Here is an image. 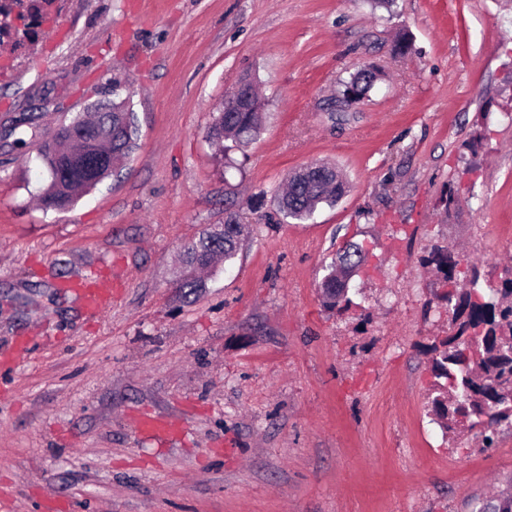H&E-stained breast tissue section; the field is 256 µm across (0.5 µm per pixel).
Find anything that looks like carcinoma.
Segmentation results:
<instances>
[{"label": "carcinoma", "instance_id": "1", "mask_svg": "<svg viewBox=\"0 0 512 512\" xmlns=\"http://www.w3.org/2000/svg\"><path fill=\"white\" fill-rule=\"evenodd\" d=\"M53 0H0V40L12 35L14 8H23L31 24L43 18V8ZM378 80L372 69H360L344 85L343 98L366 96ZM262 105L248 112H227L220 106L213 114L209 139L224 145V155L245 148L261 129ZM137 128L129 101L112 102L111 111L78 113L60 124L41 143L38 155L49 178L40 199L47 210H65L81 192L95 188L127 160L136 148ZM345 190L343 181L331 177L310 185L291 183L280 197L287 218L304 220L321 203L332 202ZM244 225L230 215L220 227L205 228L198 240L186 245L181 259L179 287L199 288L198 272L212 269L219 259L235 258ZM364 249L346 243L321 284L322 304L328 310L349 307L348 280L364 261ZM442 275L445 284L459 279L469 287L436 295L448 313V336L429 347L434 377L429 414L450 438L479 432L486 446L494 443L497 428L512 429V268L496 283L472 263L458 270L461 260L447 248L434 246L421 258ZM465 418L467 425L459 424Z\"/></svg>", "mask_w": 512, "mask_h": 512}]
</instances>
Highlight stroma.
Returning a JSON list of instances; mask_svg holds the SVG:
<instances>
[{
    "mask_svg": "<svg viewBox=\"0 0 512 512\" xmlns=\"http://www.w3.org/2000/svg\"><path fill=\"white\" fill-rule=\"evenodd\" d=\"M131 1L54 0L0 46V494L14 512H476L512 483V429L487 448L432 421L448 316L420 259L512 266V0ZM366 67L372 91L341 104ZM247 75L265 120L229 168L206 135ZM115 98L137 149L43 210L42 136ZM311 163L346 192L284 217ZM232 213L237 256L184 294V245ZM349 241L369 259L330 311L318 285ZM107 268L121 286L93 317L68 284Z\"/></svg>",
    "mask_w": 512,
    "mask_h": 512,
    "instance_id": "35a3bbf8",
    "label": "stroma"
}]
</instances>
